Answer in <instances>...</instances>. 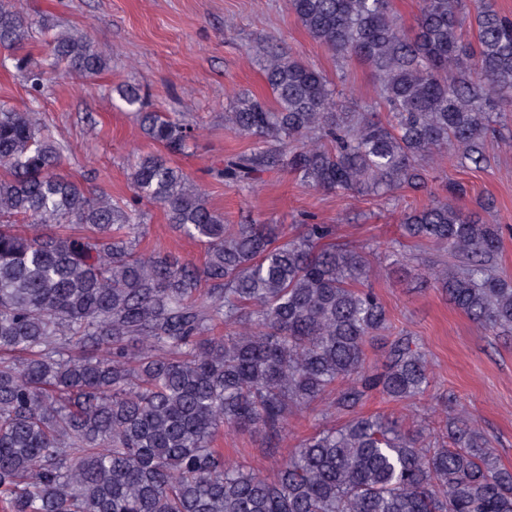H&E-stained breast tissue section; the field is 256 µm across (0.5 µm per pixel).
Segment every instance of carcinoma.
Here are the masks:
<instances>
[{"mask_svg":"<svg viewBox=\"0 0 512 512\" xmlns=\"http://www.w3.org/2000/svg\"><path fill=\"white\" fill-rule=\"evenodd\" d=\"M307 34L368 63L385 112H349L319 68L275 52L272 101L241 93L224 123L261 147L217 173L241 189L285 165L319 191L427 188L424 163L490 164L486 142L512 121V16L495 0H421L405 28L391 0H288ZM35 22L0 0V47L42 95L47 70L107 67L81 34H56L46 64L24 52ZM146 136L174 153L191 128L121 89ZM63 147L32 109L0 103V512H512V471L468 418L432 442L388 415L355 416L300 440L277 475L224 459L222 431L280 435L329 393L352 411L372 393L419 401L430 387L413 337L390 336L364 287L374 250L312 216L226 224L160 155L131 165L114 203L61 169ZM464 188L402 217V235L459 264L429 269L484 329L512 333V280L495 258L501 225L462 209ZM205 246L197 266L143 253V202ZM224 327V335L216 330ZM386 340L381 367L366 345Z\"/></svg>","mask_w":512,"mask_h":512,"instance_id":"obj_1","label":"carcinoma"}]
</instances>
